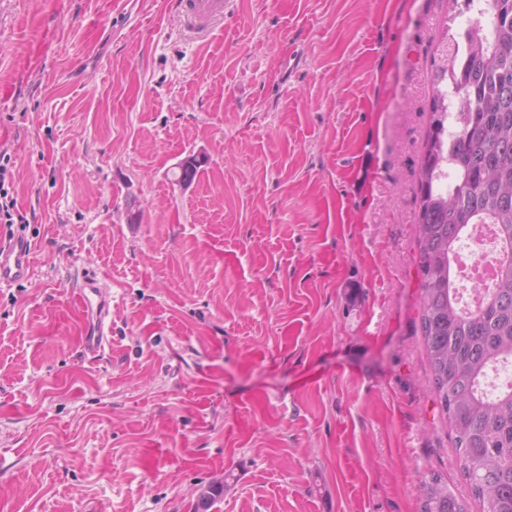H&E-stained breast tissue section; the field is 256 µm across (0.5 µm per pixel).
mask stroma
<instances>
[{"instance_id": "stroma-1", "label": "stroma", "mask_w": 512, "mask_h": 512, "mask_svg": "<svg viewBox=\"0 0 512 512\" xmlns=\"http://www.w3.org/2000/svg\"><path fill=\"white\" fill-rule=\"evenodd\" d=\"M463 0H0V154L36 245L0 288V512H419L446 475L417 196ZM204 163L174 182L187 154ZM109 299L84 350V271ZM172 8L183 18L184 25L195 33L208 32L224 17L227 0H170ZM231 477V474H224V484H226ZM224 484L220 482L205 487L198 495L195 512H208L214 506L215 502L223 496Z\"/></svg>"}]
</instances>
